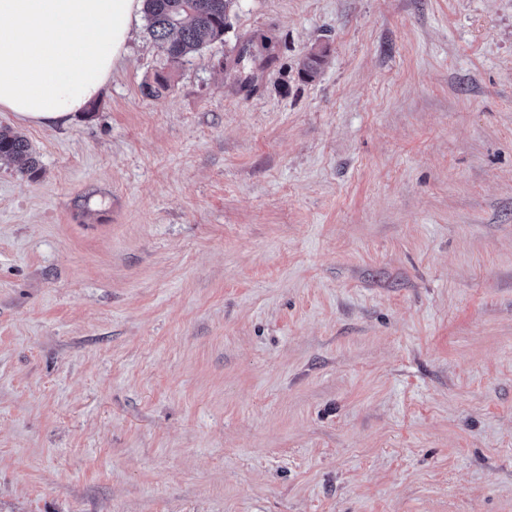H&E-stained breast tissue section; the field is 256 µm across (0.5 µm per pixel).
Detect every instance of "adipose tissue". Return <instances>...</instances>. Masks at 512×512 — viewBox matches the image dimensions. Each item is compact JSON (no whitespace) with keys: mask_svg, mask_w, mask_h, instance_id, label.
I'll return each instance as SVG.
<instances>
[{"mask_svg":"<svg viewBox=\"0 0 512 512\" xmlns=\"http://www.w3.org/2000/svg\"><path fill=\"white\" fill-rule=\"evenodd\" d=\"M143 0H0V112L72 120L127 51Z\"/></svg>","mask_w":512,"mask_h":512,"instance_id":"adipose-tissue-1","label":"adipose tissue"}]
</instances>
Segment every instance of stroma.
Segmentation results:
<instances>
[{"label": "stroma", "mask_w": 512, "mask_h": 512, "mask_svg": "<svg viewBox=\"0 0 512 512\" xmlns=\"http://www.w3.org/2000/svg\"><path fill=\"white\" fill-rule=\"evenodd\" d=\"M228 22L0 112V512H512V0ZM21 164V172L33 176L38 171V161L33 156L28 141L8 127L0 126V161Z\"/></svg>", "instance_id": "35a3bbf8"}]
</instances>
